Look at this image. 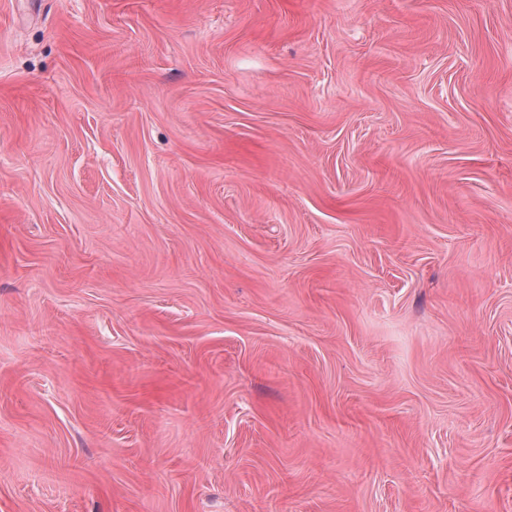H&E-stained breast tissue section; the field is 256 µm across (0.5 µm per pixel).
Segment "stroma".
<instances>
[{"mask_svg": "<svg viewBox=\"0 0 512 512\" xmlns=\"http://www.w3.org/2000/svg\"><path fill=\"white\" fill-rule=\"evenodd\" d=\"M0 512H512V0H0Z\"/></svg>", "mask_w": 512, "mask_h": 512, "instance_id": "obj_1", "label": "stroma"}]
</instances>
